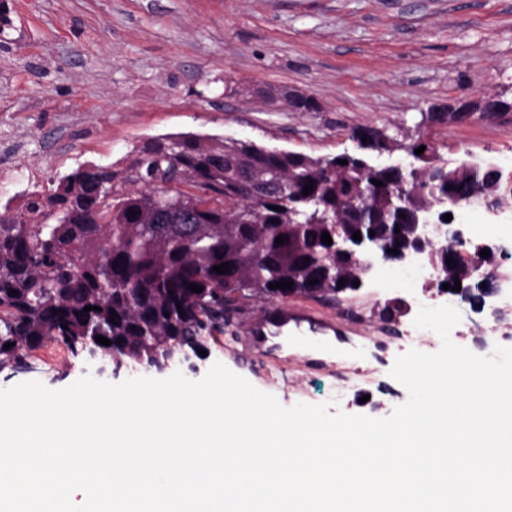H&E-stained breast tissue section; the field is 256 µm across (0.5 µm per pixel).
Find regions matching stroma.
Returning <instances> with one entry per match:
<instances>
[{
  "instance_id": "1",
  "label": "stroma",
  "mask_w": 512,
  "mask_h": 512,
  "mask_svg": "<svg viewBox=\"0 0 512 512\" xmlns=\"http://www.w3.org/2000/svg\"><path fill=\"white\" fill-rule=\"evenodd\" d=\"M0 23V204L18 209L27 193L51 188L80 164L125 166L162 135H218L311 156L358 153L362 127L398 143L376 163L409 164L426 140L446 160L470 157L512 168V119L425 123L428 108L460 98L512 99V0H7ZM279 92L268 102V91ZM313 98L298 112L288 94ZM391 295L374 275L343 307L291 297L294 308L334 318L347 343L346 309L371 327ZM241 301L206 355L179 363L189 379L221 362L286 407L337 401L341 410L382 418L407 398L388 373L403 349L369 344L361 367L387 370L368 401L338 396L339 357L299 345L276 373L248 347ZM29 370L0 372V388L30 380L64 388L85 374L118 383L128 369L50 343L30 352Z\"/></svg>"
}]
</instances>
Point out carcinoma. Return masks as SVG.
<instances>
[{
  "label": "carcinoma",
  "mask_w": 512,
  "mask_h": 512,
  "mask_svg": "<svg viewBox=\"0 0 512 512\" xmlns=\"http://www.w3.org/2000/svg\"><path fill=\"white\" fill-rule=\"evenodd\" d=\"M356 136L366 139L363 153L325 157L190 133L161 137L123 169L87 162L29 194L22 209L4 206L0 372L48 342L76 357L95 336L111 341L94 346L118 368L184 357L224 331V307L244 298L334 302L353 289L356 263L332 253L324 232L335 239L375 224L398 248L410 235L407 215L436 201L461 204L483 192L512 204L501 191L508 172L466 160L443 169L421 140L409 150L415 163L384 168L371 153L392 149L395 138L373 127ZM421 146L426 152L414 154ZM401 178L407 193L399 199L392 190ZM448 257L435 256L446 282L469 288L465 269L482 259L453 249ZM221 263L229 272L213 270ZM283 279L291 290L269 288Z\"/></svg>",
  "instance_id": "carcinoma-1"
}]
</instances>
